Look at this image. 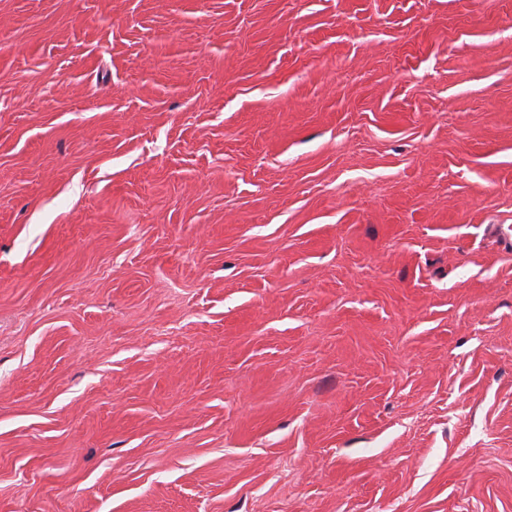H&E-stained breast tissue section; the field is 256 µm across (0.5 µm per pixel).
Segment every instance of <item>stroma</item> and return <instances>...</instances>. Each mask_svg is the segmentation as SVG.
<instances>
[{"label":"stroma","instance_id":"stroma-1","mask_svg":"<svg viewBox=\"0 0 512 512\" xmlns=\"http://www.w3.org/2000/svg\"><path fill=\"white\" fill-rule=\"evenodd\" d=\"M512 0H0V512H512Z\"/></svg>","mask_w":512,"mask_h":512}]
</instances>
